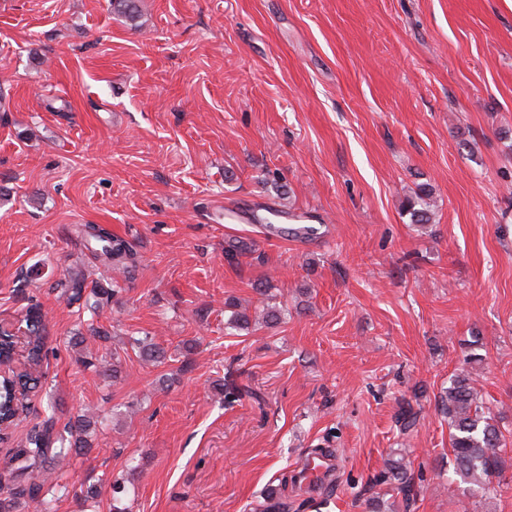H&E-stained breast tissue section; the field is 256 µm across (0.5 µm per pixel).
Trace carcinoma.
Masks as SVG:
<instances>
[{
  "label": "carcinoma",
  "instance_id": "obj_1",
  "mask_svg": "<svg viewBox=\"0 0 512 512\" xmlns=\"http://www.w3.org/2000/svg\"><path fill=\"white\" fill-rule=\"evenodd\" d=\"M112 11L133 20L137 16V0H111ZM434 202L428 193L407 199L405 211L410 223L420 227L432 222ZM71 235L91 252L100 264L126 279L132 277L138 267L137 252L124 239L112 235L98 224H75ZM117 276L104 277L83 262H77L67 270L56 287L62 289L69 303L84 301V306L97 312L120 291ZM225 306L232 309L227 324L234 329H249L251 316L238 309L235 299L228 298ZM25 351L30 367H38L46 353L42 337L43 315L38 306L27 313ZM90 338L106 342L111 338L107 328L100 324H87L86 331L76 330L69 338V346L81 348ZM132 348L146 362H159L165 357L164 350L150 336L131 337ZM39 376L28 371L14 372L0 382V431L7 429L16 418L27 414L28 392L38 387ZM438 406L448 418L449 439L455 458L456 472L467 483L481 489L484 495H498L494 478L502 471L503 456L512 442H507L497 420L479 395L474 379L468 374H458L450 386L439 396ZM49 414L35 423L25 439L12 450L8 479L0 486V512H14L23 504L38 502L41 512H54L55 500L47 498L53 491H64L60 483L63 465L73 456L91 449L88 438L99 423L95 409H85L63 426H58L56 406H48ZM382 480L395 481L405 500L417 496L418 487L409 468V462L401 455L390 463Z\"/></svg>",
  "mask_w": 512,
  "mask_h": 512
}]
</instances>
